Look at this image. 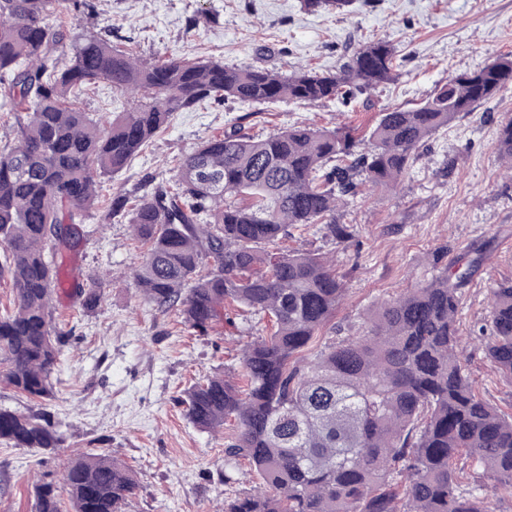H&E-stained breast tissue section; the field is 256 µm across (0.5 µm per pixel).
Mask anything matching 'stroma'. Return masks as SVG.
Here are the masks:
<instances>
[{
  "mask_svg": "<svg viewBox=\"0 0 512 512\" xmlns=\"http://www.w3.org/2000/svg\"><path fill=\"white\" fill-rule=\"evenodd\" d=\"M94 16L55 15L80 33L111 32L122 49L151 62L171 56L249 63L290 72L307 67L333 72L365 43L385 39L396 47L394 83L320 103L247 105L204 102L174 113L159 133L114 178L102 180L109 199L133 195L145 173L155 185L171 186L177 159L236 120L247 132L265 135L296 123L345 127L361 136L385 109L411 108L448 78L512 54V0H356L353 12L307 13L299 0H94ZM200 14L198 27L186 19ZM84 111L107 123L131 102L110 84L80 95ZM512 120V87L434 133L397 191L362 192L339 216L354 237L335 243L322 225L295 230L278 241L283 250L334 256L348 288L336 317L316 346L347 335L377 301L430 278L440 247L449 257H480L464 290L459 333L474 389L512 412V384L501 379L473 331L485 323L490 290L512 279V179L494 153L500 127ZM64 267L82 287L101 291L98 305L82 295H60L54 305L65 334L63 363L52 375L54 399L42 410L58 422L65 440L52 451L0 447V512H36V480L60 481L71 458L103 448L134 470L137 490L125 512H224L235 490L257 492V480L234 471L224 480V446L231 428L207 433L185 415L184 392L192 384L239 368L241 347L265 335L248 320L229 329L216 323L200 333L176 312L153 309L129 276L143 257L129 217L88 212Z\"/></svg>",
  "mask_w": 512,
  "mask_h": 512,
  "instance_id": "stroma-1",
  "label": "stroma"
}]
</instances>
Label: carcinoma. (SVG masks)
Listing matches in <instances>:
<instances>
[{"label":"carcinoma","instance_id":"1","mask_svg":"<svg viewBox=\"0 0 512 512\" xmlns=\"http://www.w3.org/2000/svg\"><path fill=\"white\" fill-rule=\"evenodd\" d=\"M56 5L0 0V105L23 113L13 144L0 149V277L13 293L0 311V376L34 402L54 398L65 345L53 302L67 275L56 256L76 246L88 210L125 209L124 194L101 199L99 180L122 171L172 113L207 99L347 100L397 78L384 39L329 74L182 57L146 63L110 39L74 34L52 18ZM102 81L133 98L107 128L74 96ZM509 85L512 55L500 56L418 106L386 110L361 139L344 127L256 136L235 125L180 161L172 189L138 197L129 223L144 259L133 280L157 309L177 310L202 332L245 314L272 322L241 349L245 384L222 373L186 392L198 429L232 423L224 462L246 464L264 487L224 501V512H491L485 483L512 490V414L476 394L458 336L472 266L441 267L436 256L430 280L378 302L355 335L305 357L347 288L321 253L267 249L307 224L352 238L337 216L360 186L395 188L430 135ZM494 152L512 174V121ZM229 194L239 201L226 203ZM489 327L476 337L512 382V281L492 288ZM61 436L41 411L0 407L5 445L53 450ZM62 483L74 512H125L137 489L133 469L101 448L73 459ZM33 490L36 512H63L56 483Z\"/></svg>","mask_w":512,"mask_h":512}]
</instances>
